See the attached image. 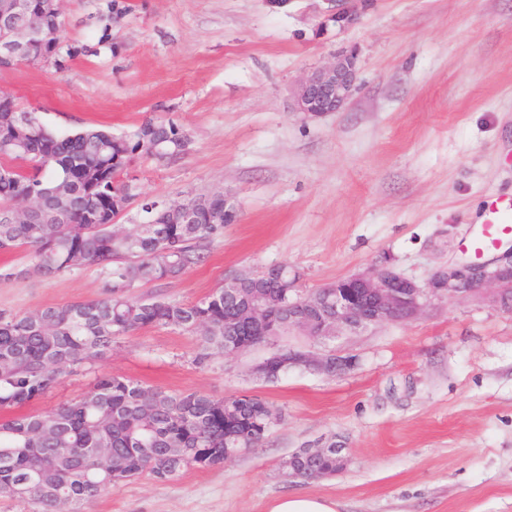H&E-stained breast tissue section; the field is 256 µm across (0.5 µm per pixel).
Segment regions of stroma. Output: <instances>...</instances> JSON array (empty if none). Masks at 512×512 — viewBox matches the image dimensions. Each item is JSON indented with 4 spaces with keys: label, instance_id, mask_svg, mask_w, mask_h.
Returning <instances> with one entry per match:
<instances>
[{
    "label": "stroma",
    "instance_id": "35a3bbf8",
    "mask_svg": "<svg viewBox=\"0 0 512 512\" xmlns=\"http://www.w3.org/2000/svg\"><path fill=\"white\" fill-rule=\"evenodd\" d=\"M105 0H64L65 68L0 69V91L59 133L132 131L145 119L188 133L176 163H140L142 198L173 203L224 190L236 214L207 260L134 296L193 303L243 271L282 265L305 296L388 266L421 281L469 259L485 199L512 195V0H359L352 23L325 0H132L102 33ZM354 52L356 90L338 112H297L298 82ZM0 281V311L26 314L102 298L106 269ZM354 356L326 374L254 371L275 349ZM120 375L167 393L252 394L278 419L226 463L114 482L88 512H266L307 493L338 512H512V314L482 296L436 301L416 320L314 339L295 333L242 353L152 327L116 337L105 357L62 377L30 409L50 411ZM338 443L347 463L289 480L282 463Z\"/></svg>",
    "mask_w": 512,
    "mask_h": 512
}]
</instances>
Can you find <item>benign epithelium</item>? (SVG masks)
Masks as SVG:
<instances>
[{"mask_svg": "<svg viewBox=\"0 0 512 512\" xmlns=\"http://www.w3.org/2000/svg\"><path fill=\"white\" fill-rule=\"evenodd\" d=\"M327 17L346 23L355 16L353 0H325ZM30 0H0V67L17 62L42 66L53 62L48 55H34L33 45L52 38L40 27L30 23ZM355 90V55L336 57L309 75L295 96V108L309 115L339 111ZM41 208L40 199L25 195L18 198L6 215L11 224H21ZM481 292L494 303L512 312V251L489 262L470 261L433 272L421 282L406 277L389 267H378L351 274L318 290L314 294L281 299L265 291L252 292L241 287L240 275L224 278V297L248 307L243 325L232 321L224 327V353L235 354L252 347L245 338L236 336L238 328L246 335L257 331L264 336L282 335L289 329L299 335L318 338L342 333L356 334L382 323H399L418 318L434 300L466 297ZM280 301L286 312L277 318L268 315V305ZM277 369L288 365L308 366L325 373L340 374L351 368L350 356L319 357L290 350L288 361L271 356ZM340 445L306 448L302 458L316 459L336 455V470L345 465Z\"/></svg>", "mask_w": 512, "mask_h": 512, "instance_id": "1", "label": "benign epithelium"}]
</instances>
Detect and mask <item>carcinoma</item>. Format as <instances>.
Returning <instances> with one entry per match:
<instances>
[{"mask_svg":"<svg viewBox=\"0 0 512 512\" xmlns=\"http://www.w3.org/2000/svg\"><path fill=\"white\" fill-rule=\"evenodd\" d=\"M133 9L127 0H108L97 20L108 30L112 17ZM53 51L61 68L80 50L63 47L59 37L36 51ZM189 136L174 122L148 119L129 134L88 128L59 134L38 118L16 125L0 112V210L22 193L41 198L42 210L30 224L0 223V252L25 249L33 270L0 268V280L24 279L30 272L55 276L76 267L109 271L105 297L40 311L52 329L30 314L0 312V494L13 495L41 512H84L114 483L97 467L95 450H112V468L125 477L149 474L174 478L193 465L224 462L226 418H242L251 446L264 437L262 417L233 396L213 399L198 393L168 395L132 379L102 375L79 400L45 413L27 407L49 393L67 373L112 350V339L150 326L193 332L206 347L224 349V322L241 314L224 299V287L194 304L134 296L130 288L175 278L206 261V244L224 234V201L210 193L191 197L195 223L185 224L154 201L134 237L114 233L101 214L112 194V215L123 214L138 197L124 180L134 158L171 163L188 151ZM254 422H248L249 418ZM176 456L161 472L159 458Z\"/></svg>","mask_w":512,"mask_h":512,"instance_id":"cac0c4a2","label":"carcinoma"}]
</instances>
